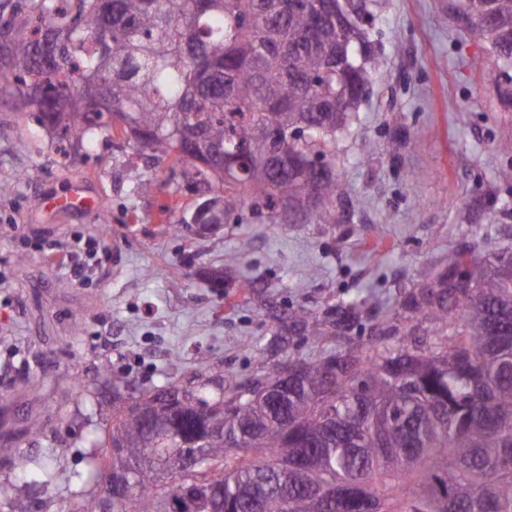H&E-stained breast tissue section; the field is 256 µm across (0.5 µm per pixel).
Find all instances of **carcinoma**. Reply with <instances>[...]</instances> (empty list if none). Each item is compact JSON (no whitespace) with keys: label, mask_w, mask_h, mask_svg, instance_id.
<instances>
[{"label":"carcinoma","mask_w":512,"mask_h":512,"mask_svg":"<svg viewBox=\"0 0 512 512\" xmlns=\"http://www.w3.org/2000/svg\"><path fill=\"white\" fill-rule=\"evenodd\" d=\"M364 7L341 3L343 30L322 0H29L24 14L0 0L14 31L0 99L87 151L120 127L223 218L248 207L279 224L288 203L300 224L348 222L357 199L336 169V134L362 99L330 70L346 41L362 52L353 84L371 85L380 59ZM456 15L512 68V0H464ZM265 127L282 132L266 145L277 168L252 155ZM225 150L243 170L231 180ZM364 307L394 343L289 359L292 397L276 408L267 390L281 363L263 359L228 391L220 375L136 398L115 389L116 454L92 464L135 467L138 484L101 512H512V253H452L391 307L365 297L332 320L300 308L292 326L344 336ZM179 448L214 466L179 470Z\"/></svg>","instance_id":"cac0c4a2"}]
</instances>
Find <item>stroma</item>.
<instances>
[{"mask_svg":"<svg viewBox=\"0 0 512 512\" xmlns=\"http://www.w3.org/2000/svg\"><path fill=\"white\" fill-rule=\"evenodd\" d=\"M458 5L376 0L383 65L350 133L336 137L337 168L360 201L343 224H269L238 209L212 230L171 231L161 209L191 216L201 200L192 183L119 138H99L88 154L59 150L37 113L0 104V449L28 462L0 464V512L17 496L32 512H73L101 492L106 475L91 459L110 450L114 385L139 394L207 369L236 386L262 355L317 361L372 346L358 328L318 343L288 318L368 292L394 305L479 239L512 250V151L500 149L512 144V69L470 37ZM365 137L377 145L369 160ZM78 183L94 207L59 208ZM245 232L250 251L226 266ZM79 239L99 261L82 283L55 257Z\"/></svg>","mask_w":512,"mask_h":512,"instance_id":"stroma-1","label":"stroma"}]
</instances>
